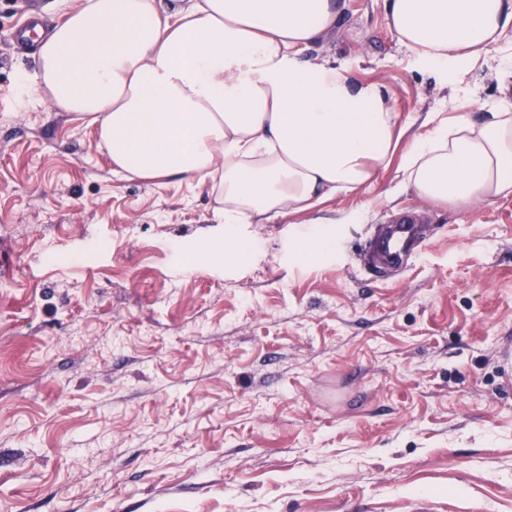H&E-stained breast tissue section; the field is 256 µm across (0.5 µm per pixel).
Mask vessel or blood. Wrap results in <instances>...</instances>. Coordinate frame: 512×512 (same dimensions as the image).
I'll return each instance as SVG.
<instances>
[{
	"label": "vessel or blood",
	"instance_id": "1",
	"mask_svg": "<svg viewBox=\"0 0 512 512\" xmlns=\"http://www.w3.org/2000/svg\"><path fill=\"white\" fill-rule=\"evenodd\" d=\"M44 20L36 12L27 13L18 25L13 40L25 45L33 41L38 28ZM425 230L414 224H401L390 229H380L369 238L360 255L368 271L376 276L384 275L389 270H399L407 266L418 246L426 239Z\"/></svg>",
	"mask_w": 512,
	"mask_h": 512
}]
</instances>
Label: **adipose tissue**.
I'll list each match as a JSON object with an SVG mask.
<instances>
[{
	"mask_svg": "<svg viewBox=\"0 0 512 512\" xmlns=\"http://www.w3.org/2000/svg\"><path fill=\"white\" fill-rule=\"evenodd\" d=\"M160 3L84 0L41 43L22 93L96 124L117 169L217 186L220 261L254 251L241 225L362 190L397 151L398 189L431 202L512 194V101L479 122L429 113L408 138L381 85L302 59L338 0ZM386 19L418 61L458 74L498 47L512 0H389Z\"/></svg>",
	"mask_w": 512,
	"mask_h": 512,
	"instance_id": "1",
	"label": "adipose tissue"
}]
</instances>
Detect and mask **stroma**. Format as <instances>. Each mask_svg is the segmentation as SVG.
<instances>
[{"label": "stroma", "mask_w": 512, "mask_h": 512, "mask_svg": "<svg viewBox=\"0 0 512 512\" xmlns=\"http://www.w3.org/2000/svg\"><path fill=\"white\" fill-rule=\"evenodd\" d=\"M22 18L0 0V512H512V194L442 207L394 193L392 165L244 225L245 263L186 266L222 249L221 196L114 174L96 126L22 104ZM302 56L382 84L413 133L490 111L512 31L452 78L397 42L386 0H344ZM403 215L426 248L374 279L358 244ZM316 216L334 248L297 259Z\"/></svg>", "instance_id": "stroma-1"}]
</instances>
